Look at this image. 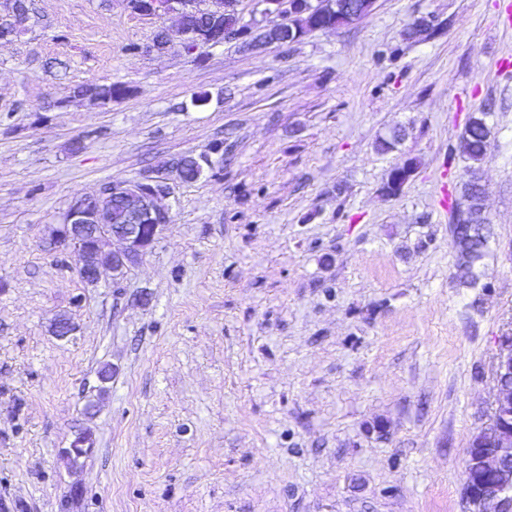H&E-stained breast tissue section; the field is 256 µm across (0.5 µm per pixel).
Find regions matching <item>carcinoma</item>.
Instances as JSON below:
<instances>
[{"mask_svg": "<svg viewBox=\"0 0 512 512\" xmlns=\"http://www.w3.org/2000/svg\"><path fill=\"white\" fill-rule=\"evenodd\" d=\"M336 4V11L327 7L312 9L308 7L309 0H300V7L288 19V28L297 38L312 32L316 27L325 24H339L341 15L355 10L368 8L366 0H320ZM248 26L240 16L239 11L229 9L216 22L200 16L191 19L188 28L191 30L217 29L224 33H237ZM281 30L278 23L273 22L260 29L250 32L248 40L261 44H277L290 35ZM131 89L123 83L108 84H78L72 88L73 96L87 97L102 108H110L112 104L126 99ZM492 128L487 121L486 113L469 118L457 146H448V160L455 155L472 162L468 167L469 178L464 183L462 191L463 206L451 207V219L458 249L457 277L468 288H476L480 283L479 264L484 257L490 239L489 222L484 216V191L478 188L474 178L480 172V163L486 158L491 144ZM413 172V163L394 168L388 174L383 189L389 196L399 195L405 183Z\"/></svg>", "mask_w": 512, "mask_h": 512, "instance_id": "obj_1", "label": "carcinoma"}]
</instances>
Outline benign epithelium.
I'll list each match as a JSON object with an SVG mask.
<instances>
[{
	"label": "benign epithelium",
	"instance_id": "1",
	"mask_svg": "<svg viewBox=\"0 0 512 512\" xmlns=\"http://www.w3.org/2000/svg\"><path fill=\"white\" fill-rule=\"evenodd\" d=\"M293 0H260L263 15L285 23ZM225 0H139L130 10L139 16L176 13L177 24L163 36L153 38L145 52L164 53L174 37L202 38L204 34L185 29L190 16L224 14ZM171 194L167 178L150 173L128 182H112L107 188L74 198L56 229V240L73 249L84 281L99 282L102 269L112 271L118 282L153 248L164 225L171 223L162 201ZM105 200L116 206L114 214L102 207ZM494 381L496 394L489 422L483 428L486 448L466 450V466L472 469L475 487L464 494L468 512H512V326L498 336Z\"/></svg>",
	"mask_w": 512,
	"mask_h": 512
}]
</instances>
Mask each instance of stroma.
<instances>
[{
  "mask_svg": "<svg viewBox=\"0 0 512 512\" xmlns=\"http://www.w3.org/2000/svg\"><path fill=\"white\" fill-rule=\"evenodd\" d=\"M30 3L0 41V512H467L512 325V0H376L286 50L198 57L144 53L172 19L124 0ZM419 16L440 32L408 37ZM110 82L132 89L111 109L72 96ZM478 112L491 237L466 288L448 148ZM219 140L123 280L55 247L74 197ZM413 163L409 162L402 167L394 168L388 174L383 189L387 195L398 196L413 172Z\"/></svg>",
  "mask_w": 512,
  "mask_h": 512,
  "instance_id": "obj_1",
  "label": "stroma"
}]
</instances>
